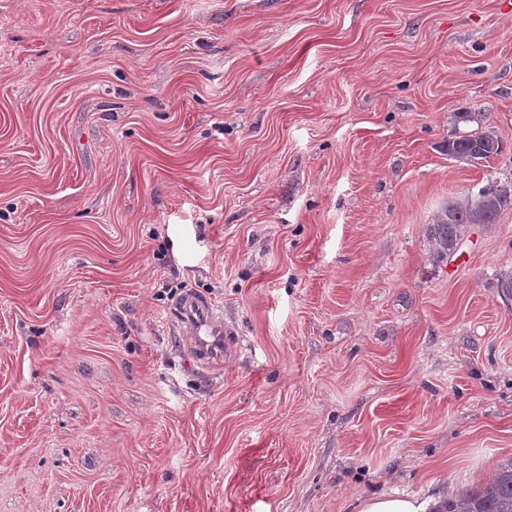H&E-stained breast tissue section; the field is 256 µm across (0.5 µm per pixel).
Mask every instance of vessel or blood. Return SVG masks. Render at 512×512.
Wrapping results in <instances>:
<instances>
[{"label": "vessel or blood", "mask_w": 512, "mask_h": 512, "mask_svg": "<svg viewBox=\"0 0 512 512\" xmlns=\"http://www.w3.org/2000/svg\"><path fill=\"white\" fill-rule=\"evenodd\" d=\"M176 320L184 333L192 338L191 354L195 361L222 364L239 343L234 330L218 320L212 305L187 294L176 304Z\"/></svg>", "instance_id": "obj_1"}]
</instances>
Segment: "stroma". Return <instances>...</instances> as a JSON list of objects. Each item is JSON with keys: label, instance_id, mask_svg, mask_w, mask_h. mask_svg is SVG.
<instances>
[{"label": "stroma", "instance_id": "stroma-1", "mask_svg": "<svg viewBox=\"0 0 512 512\" xmlns=\"http://www.w3.org/2000/svg\"><path fill=\"white\" fill-rule=\"evenodd\" d=\"M479 123L457 121L460 112ZM494 128L469 166L448 142ZM512 0H0V512H356L512 456ZM240 346L195 362L173 307ZM508 208H512V186L498 182H489L462 200H448L427 229L432 253L439 258L447 256L468 226L495 223Z\"/></svg>", "mask_w": 512, "mask_h": 512}]
</instances>
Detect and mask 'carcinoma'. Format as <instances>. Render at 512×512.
<instances>
[{
	"label": "carcinoma",
	"instance_id": "carcinoma-1",
	"mask_svg": "<svg viewBox=\"0 0 512 512\" xmlns=\"http://www.w3.org/2000/svg\"><path fill=\"white\" fill-rule=\"evenodd\" d=\"M501 151V140L489 127L448 140V156L465 164H477ZM508 208H512V186L496 182L462 200L448 201L427 229L432 253L439 258L448 255L468 226L493 224ZM432 512H512V457L500 462L491 480L480 488L452 491Z\"/></svg>",
	"mask_w": 512,
	"mask_h": 512
}]
</instances>
